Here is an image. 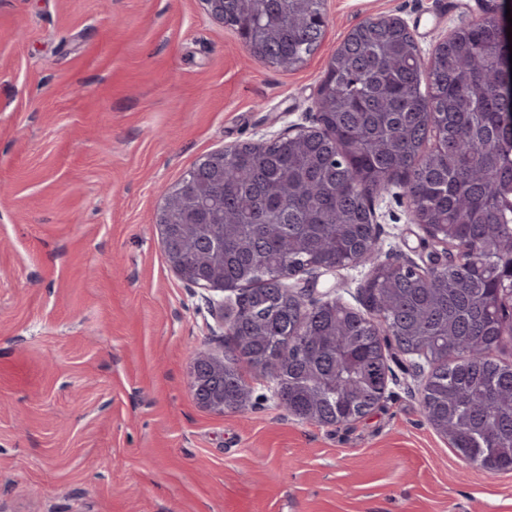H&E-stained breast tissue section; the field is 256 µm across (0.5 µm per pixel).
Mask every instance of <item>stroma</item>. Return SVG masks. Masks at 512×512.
<instances>
[{
	"label": "stroma",
	"instance_id": "obj_1",
	"mask_svg": "<svg viewBox=\"0 0 512 512\" xmlns=\"http://www.w3.org/2000/svg\"><path fill=\"white\" fill-rule=\"evenodd\" d=\"M291 71L252 60L201 0H0V512H512V471L467 463L426 419L421 359L365 417L303 421L246 363L244 410L200 407L197 352L229 342L166 260L162 189L204 156L313 126L334 50L402 18L423 55L459 0H326ZM382 257L435 243L402 187L373 200ZM370 277H321L353 309Z\"/></svg>",
	"mask_w": 512,
	"mask_h": 512
}]
</instances>
